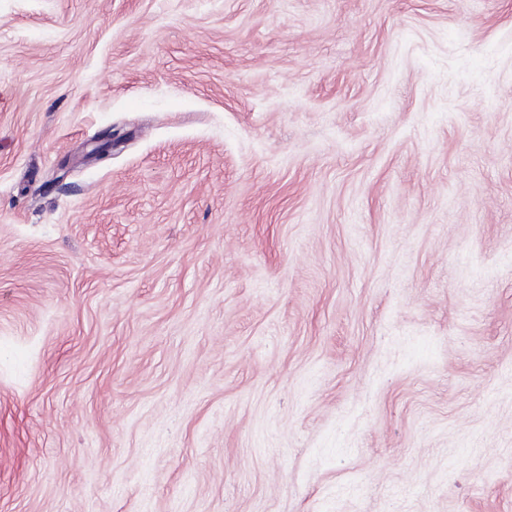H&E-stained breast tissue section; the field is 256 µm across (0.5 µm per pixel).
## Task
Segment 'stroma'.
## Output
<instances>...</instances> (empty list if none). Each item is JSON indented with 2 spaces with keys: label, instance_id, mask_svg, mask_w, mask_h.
<instances>
[{
  "label": "stroma",
  "instance_id": "1",
  "mask_svg": "<svg viewBox=\"0 0 512 512\" xmlns=\"http://www.w3.org/2000/svg\"><path fill=\"white\" fill-rule=\"evenodd\" d=\"M0 512H512V0H0Z\"/></svg>",
  "mask_w": 512,
  "mask_h": 512
}]
</instances>
